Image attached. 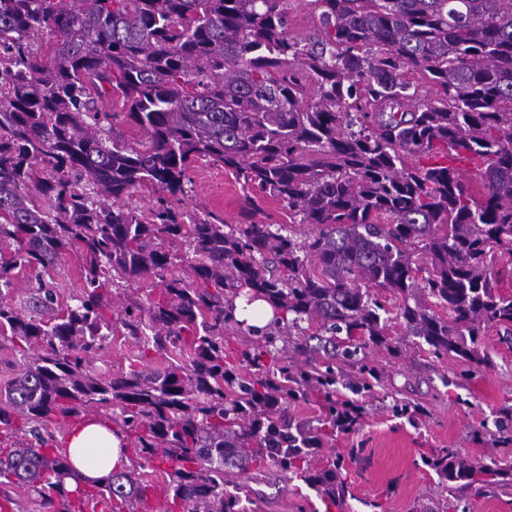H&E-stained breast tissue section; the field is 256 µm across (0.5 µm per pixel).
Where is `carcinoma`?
<instances>
[{
  "label": "carcinoma",
  "instance_id": "1",
  "mask_svg": "<svg viewBox=\"0 0 512 512\" xmlns=\"http://www.w3.org/2000/svg\"><path fill=\"white\" fill-rule=\"evenodd\" d=\"M317 30L288 31V0H0V336L20 353L0 387V512L9 490L39 512H148L141 470L169 467L164 512H243L288 401L317 392L339 412L335 359L364 388L380 380L364 349L385 343L399 301L404 335L437 357L475 359L489 326L512 332V295L493 260L512 263V0H308ZM54 41L40 45L44 32ZM117 94L142 132L129 142L102 100ZM477 162L480 186L453 161ZM199 160L286 203L316 232L303 241L253 221L185 222L184 185ZM153 192L148 212L126 200ZM187 246L172 272L169 242ZM76 251V304L32 289L9 303L13 272H48ZM154 277L112 315L116 279ZM281 316L243 361L224 362V329L241 289ZM442 306L451 317L438 316ZM326 366L279 359L306 335ZM120 333L138 354L110 374L95 356ZM167 365L150 369L151 352ZM271 356L266 366L263 356ZM91 415L125 434L130 465L66 487L71 465L48 425ZM330 501L340 463L306 448L275 458ZM443 485L512 481V468L444 449L424 460Z\"/></svg>",
  "mask_w": 512,
  "mask_h": 512
}]
</instances>
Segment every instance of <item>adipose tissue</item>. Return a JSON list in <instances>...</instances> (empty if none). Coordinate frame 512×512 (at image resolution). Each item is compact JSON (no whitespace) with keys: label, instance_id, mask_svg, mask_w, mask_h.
I'll return each mask as SVG.
<instances>
[{"label":"adipose tissue","instance_id":"adipose-tissue-1","mask_svg":"<svg viewBox=\"0 0 512 512\" xmlns=\"http://www.w3.org/2000/svg\"><path fill=\"white\" fill-rule=\"evenodd\" d=\"M67 448L75 471L89 481L107 478L129 464L122 435L95 421L71 427Z\"/></svg>","mask_w":512,"mask_h":512}]
</instances>
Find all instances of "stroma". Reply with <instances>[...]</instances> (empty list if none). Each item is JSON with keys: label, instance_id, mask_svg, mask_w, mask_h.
<instances>
[{"label": "stroma", "instance_id": "stroma-1", "mask_svg": "<svg viewBox=\"0 0 512 512\" xmlns=\"http://www.w3.org/2000/svg\"><path fill=\"white\" fill-rule=\"evenodd\" d=\"M246 190L233 174L198 161L185 184L181 210L193 217L213 213L234 224L245 203ZM60 302H69L82 287L75 251L59 255L45 278ZM36 270L19 271L11 304L25 310L29 288L39 280ZM382 299L392 315L393 330L382 345L366 350L369 362L382 372L372 389L340 386L357 399L365 413L348 435L325 426L320 395L289 404L285 416L292 428L321 433L319 463L344 456L349 493L343 502L326 507L316 489L295 478L282 481L273 462L254 474L246 512H512V486L444 490L435 472L421 459L441 449L456 450L477 463L496 460L512 467V422L500 410L512 406V335L491 326L485 329L478 361L438 359L420 339L404 335L398 305L389 292ZM378 510H371V503Z\"/></svg>", "mask_w": 512, "mask_h": 512}]
</instances>
